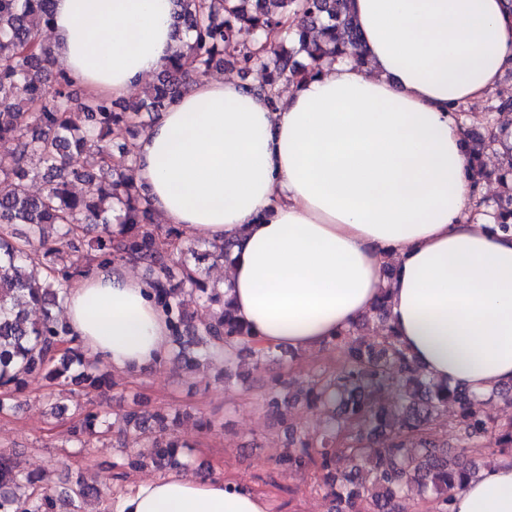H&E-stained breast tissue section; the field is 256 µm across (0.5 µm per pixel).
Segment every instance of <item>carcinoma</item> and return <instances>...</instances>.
Wrapping results in <instances>:
<instances>
[{"label":"carcinoma","instance_id":"carcinoma-1","mask_svg":"<svg viewBox=\"0 0 512 512\" xmlns=\"http://www.w3.org/2000/svg\"><path fill=\"white\" fill-rule=\"evenodd\" d=\"M173 26L193 33L190 42L167 59L146 100L129 103L87 96L73 87L51 46L39 40L52 21V0H0V141L12 148L0 154V408L25 381L42 375L62 391L72 382L98 390L110 385L102 362L85 360L81 348L66 340V326L56 308L64 301L59 288L94 265L133 262L153 282L154 300L165 311L171 342L187 367L219 357L224 366L249 359L258 368L277 357L278 348L247 342V328L224 292L206 281L201 264L229 261L234 243H208L198 252L175 228L162 230L131 166L133 143L119 144L122 164L112 163L108 139L129 131L141 112L159 114L171 106L191 79L226 63L244 73L265 74L271 92L282 80L311 77L326 60L349 58L367 64L349 0H177ZM296 21L295 31L272 46L256 44L275 32L282 19ZM492 111L512 112V86L493 94ZM469 176L480 186L498 182L494 217L503 231L512 229V146L503 151L509 168L493 171L484 151L502 142L496 127L466 131ZM83 158L72 167L69 156ZM36 158L42 167L31 168ZM44 183L40 195L30 183ZM84 192L71 190L73 182ZM25 224L17 237L9 228ZM120 225L114 233L112 225ZM181 268V287L170 279V262ZM211 309V320L185 335L189 317L182 292ZM39 308L41 318L29 319ZM375 320L372 338L360 337L362 322ZM330 344L345 353L344 364L331 373L313 374L291 392L292 380L270 387L267 405L288 423V408L302 400L322 407L326 425L317 436L291 437L277 463L302 474L321 470L335 502L333 512H397L400 499L415 490L433 512H451L452 491L478 477L496 461L512 462V417L499 423L486 400L464 387H451L421 370L388 323L386 297L362 321ZM163 416L130 409L117 419L120 448L134 442L133 452L115 464V477L146 463L182 469L174 436L154 432ZM443 427L460 444L458 452L439 443ZM109 432L101 415L88 410L73 434L81 439ZM103 491L78 482L61 495L16 469L10 453L0 452V512H57L66 498L72 512L78 501Z\"/></svg>","mask_w":512,"mask_h":512}]
</instances>
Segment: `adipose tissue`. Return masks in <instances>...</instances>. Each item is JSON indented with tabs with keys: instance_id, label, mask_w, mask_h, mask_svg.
Returning a JSON list of instances; mask_svg holds the SVG:
<instances>
[{
	"instance_id": "adipose-tissue-1",
	"label": "adipose tissue",
	"mask_w": 512,
	"mask_h": 512,
	"mask_svg": "<svg viewBox=\"0 0 512 512\" xmlns=\"http://www.w3.org/2000/svg\"><path fill=\"white\" fill-rule=\"evenodd\" d=\"M175 0H54L71 81L120 99L177 49ZM368 59L326 61L278 105L196 77L139 139L132 174L162 223L237 247L224 293L254 340L297 351L347 331L380 298L429 377L486 394L512 384V232L474 206L458 108L512 67L501 0H351ZM68 338L113 370L170 347L153 284L124 263L72 280ZM453 512H512V465L454 491ZM248 487L180 473L143 480L118 512H270Z\"/></svg>"
}]
</instances>
